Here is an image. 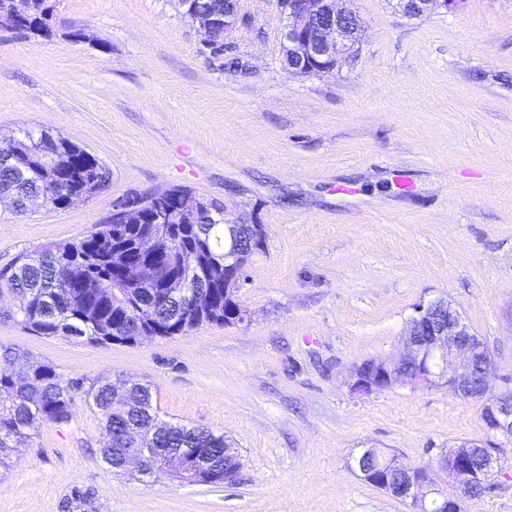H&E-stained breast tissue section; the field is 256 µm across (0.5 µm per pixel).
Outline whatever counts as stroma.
<instances>
[{
  "instance_id": "1",
  "label": "stroma",
  "mask_w": 512,
  "mask_h": 512,
  "mask_svg": "<svg viewBox=\"0 0 512 512\" xmlns=\"http://www.w3.org/2000/svg\"><path fill=\"white\" fill-rule=\"evenodd\" d=\"M50 39L0 27V140L44 127L85 148L109 186L67 209L0 208V268L82 236L127 193L174 186L265 229L237 325L135 345L38 336L0 296V347L63 379L150 387L163 420L224 434L234 483L145 482L100 450L103 417L77 399L0 460V512H411L361 480L381 448L434 462L483 441L484 401L447 388L351 391L353 368L393 359L418 303L447 298L512 389V0H457L415 19L347 0L364 23L339 69L280 62L277 0H241L238 66L204 49L178 0H50ZM229 56V57H230ZM462 512H512V443Z\"/></svg>"
}]
</instances>
